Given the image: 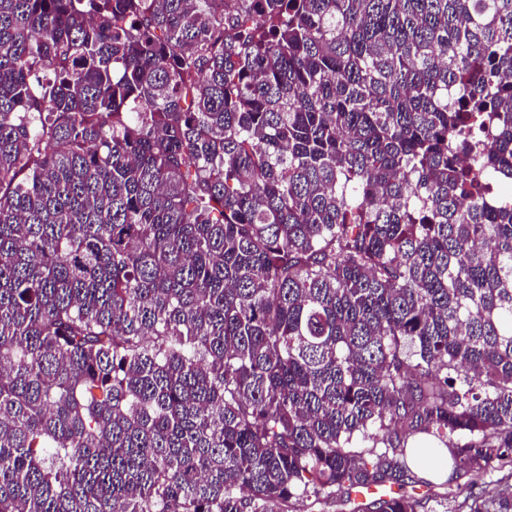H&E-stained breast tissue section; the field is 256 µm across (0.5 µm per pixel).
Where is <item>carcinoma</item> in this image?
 <instances>
[{
    "label": "carcinoma",
    "instance_id": "cac0c4a2",
    "mask_svg": "<svg viewBox=\"0 0 512 512\" xmlns=\"http://www.w3.org/2000/svg\"><path fill=\"white\" fill-rule=\"evenodd\" d=\"M510 180L512 0H0V512L512 466Z\"/></svg>",
    "mask_w": 512,
    "mask_h": 512
}]
</instances>
